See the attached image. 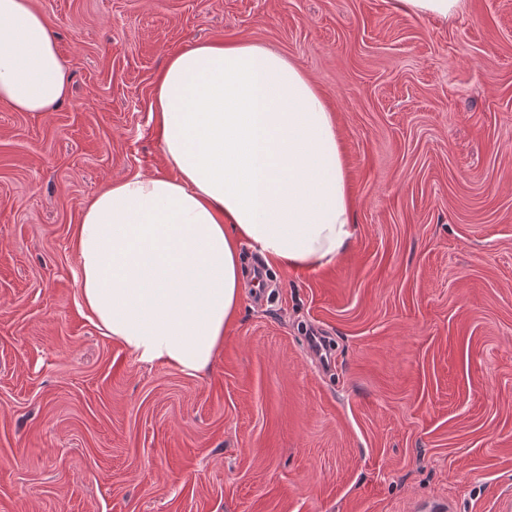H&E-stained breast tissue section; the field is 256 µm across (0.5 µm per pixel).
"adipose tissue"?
<instances>
[{"instance_id":"obj_1","label":"adipose tissue","mask_w":512,"mask_h":512,"mask_svg":"<svg viewBox=\"0 0 512 512\" xmlns=\"http://www.w3.org/2000/svg\"><path fill=\"white\" fill-rule=\"evenodd\" d=\"M69 72L32 0H0V101L49 112ZM152 108L170 175L112 183L74 230L89 319L138 361L189 375L224 343L243 294L242 250L316 270L357 226L332 111L263 45L173 55Z\"/></svg>"}]
</instances>
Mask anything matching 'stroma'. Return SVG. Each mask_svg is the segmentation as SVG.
Here are the masks:
<instances>
[{
	"label": "stroma",
	"mask_w": 512,
	"mask_h": 512,
	"mask_svg": "<svg viewBox=\"0 0 512 512\" xmlns=\"http://www.w3.org/2000/svg\"><path fill=\"white\" fill-rule=\"evenodd\" d=\"M71 75L0 102V512H503L512 493V0H32ZM247 40L335 114L358 224L266 270L211 364L147 365L81 307L72 233L166 172L169 57ZM332 345L328 365L309 333ZM394 8L406 15L417 18L436 19L448 23L463 12L465 0H394Z\"/></svg>",
	"instance_id": "1"
}]
</instances>
